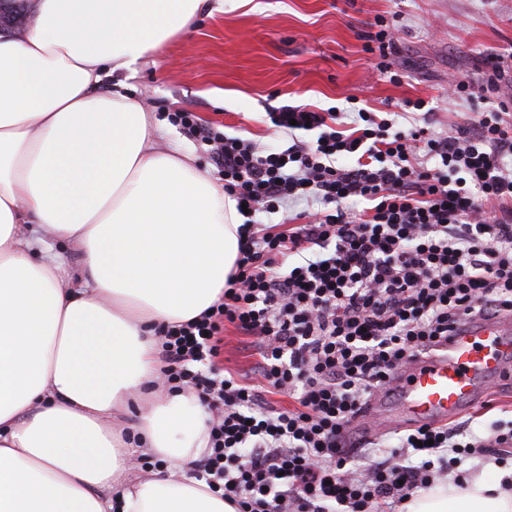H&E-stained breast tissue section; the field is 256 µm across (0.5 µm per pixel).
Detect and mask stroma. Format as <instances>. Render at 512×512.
Listing matches in <instances>:
<instances>
[{"mask_svg": "<svg viewBox=\"0 0 512 512\" xmlns=\"http://www.w3.org/2000/svg\"><path fill=\"white\" fill-rule=\"evenodd\" d=\"M211 7L128 83L161 120L165 141L182 143L215 181L220 174L207 146L171 113L189 111L219 131L284 149L291 138L268 128L271 108H342L354 96L370 111L397 112L405 100L422 98L446 132L485 107L479 99L449 101V85L461 77L482 83L485 57L512 51V0H213ZM380 15L398 16L403 27L397 84L379 77L362 50V34ZM222 338L221 367L249 374L251 337L230 325ZM510 419L512 387L504 384L456 424L485 436L494 421Z\"/></svg>", "mask_w": 512, "mask_h": 512, "instance_id": "35a3bbf8", "label": "stroma"}]
</instances>
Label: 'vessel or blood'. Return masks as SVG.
Listing matches in <instances>:
<instances>
[{"label":"vessel or blood","instance_id":"vessel-or-blood-1","mask_svg":"<svg viewBox=\"0 0 512 512\" xmlns=\"http://www.w3.org/2000/svg\"><path fill=\"white\" fill-rule=\"evenodd\" d=\"M512 377V315L471 318L439 350L411 358L390 392L369 402L364 428H412L457 419Z\"/></svg>","mask_w":512,"mask_h":512}]
</instances>
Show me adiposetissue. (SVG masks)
<instances>
[{
    "label": "adipose tissue",
    "mask_w": 512,
    "mask_h": 512,
    "mask_svg": "<svg viewBox=\"0 0 512 512\" xmlns=\"http://www.w3.org/2000/svg\"><path fill=\"white\" fill-rule=\"evenodd\" d=\"M208 2L33 0L0 35V512H236L189 474L207 411L159 387L157 331L223 294L244 217L183 145L160 148L125 82L104 86ZM406 508L512 512V492L480 471Z\"/></svg>",
    "instance_id": "adipose-tissue-1"
}]
</instances>
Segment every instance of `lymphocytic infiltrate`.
<instances>
[{
	"label": "lymphocytic infiltrate",
	"instance_id": "lymphocytic-infiltrate-1",
	"mask_svg": "<svg viewBox=\"0 0 512 512\" xmlns=\"http://www.w3.org/2000/svg\"><path fill=\"white\" fill-rule=\"evenodd\" d=\"M374 25L363 50L398 81L400 26ZM485 64L483 83L454 82L449 101L489 99L512 54ZM407 106L405 117L271 109L293 139L279 151L178 115L252 215L306 205L285 231L244 222L223 295L161 331L163 387L196 392L209 413V451L192 472L237 512H399L434 480L461 481L470 459L512 456V424L487 439L445 425L382 440L352 431L393 372L461 319L512 312V111L486 109L448 133L419 123L424 100ZM228 323L254 339L250 383L218 365ZM274 391L292 405H273Z\"/></svg>",
	"mask_w": 512,
	"mask_h": 512
}]
</instances>
